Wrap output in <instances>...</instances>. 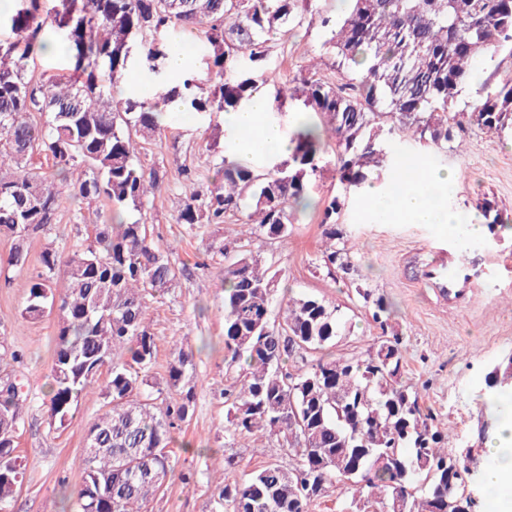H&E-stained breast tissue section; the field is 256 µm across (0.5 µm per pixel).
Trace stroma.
<instances>
[{
  "instance_id": "1",
  "label": "stroma",
  "mask_w": 512,
  "mask_h": 512,
  "mask_svg": "<svg viewBox=\"0 0 512 512\" xmlns=\"http://www.w3.org/2000/svg\"><path fill=\"white\" fill-rule=\"evenodd\" d=\"M319 24L273 36L271 60L278 81H293L313 72L335 80V59L323 46ZM474 76L461 85L459 107L480 97L484 81L512 78V55H480ZM164 131L146 144L139 159L155 170L161 190L144 209L127 210L126 220H144L154 242L176 265L187 266L163 294L147 296L146 322L155 336L157 353L150 369L163 381L178 347L193 352L194 414L172 433L173 473L162 492L150 499L146 512H220L214 467L225 458L235 462L231 478L242 480L269 459L275 436L258 433L241 440L226 431L228 407L224 391L237 377L224 362V247L245 244L276 274L272 321H280L289 296L310 294L340 310L344 328L329 351L356 359L373 354L380 329L363 308L357 288L371 290L394 307L392 324L403 339L404 379L417 387L420 404L441 428L449 453H470L469 468L479 473L486 463V442L492 418L485 400V379L495 367L512 362V265H493L489 253L512 257V235L492 224L484 241L455 249L447 231L402 218L379 220L367 213L359 194L350 195L341 218L358 268L356 283L328 271L321 254V211L317 204L337 191L336 170L327 165L311 193L312 208L297 213L291 234L273 239L258 225L230 218L223 224H181L171 198L190 170L199 189L220 182V163L229 152L224 142V118L219 114L164 116ZM389 167L376 182L384 193L394 192L419 166L454 171L457 186L448 204L461 216L482 215L484 202L512 218V132L487 134L474 127L458 132L446 150L430 152L414 142H389ZM95 207H83L79 220L61 219L26 241L28 261L0 269V346L21 353L6 370L23 386L24 424L17 450L25 465L23 482L7 512H72L82 473L91 423L107 408L101 386L78 401L65 425L49 418L52 354L59 327L58 314L37 320L23 309L32 278L40 268L46 243L61 252L85 244L88 225L99 223ZM453 255L460 287L469 289L464 302L451 305L439 289L423 278L440 254Z\"/></svg>"
}]
</instances>
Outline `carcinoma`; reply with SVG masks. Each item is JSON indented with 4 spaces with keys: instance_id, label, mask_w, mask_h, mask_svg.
I'll return each mask as SVG.
<instances>
[{
    "instance_id": "obj_1",
    "label": "carcinoma",
    "mask_w": 512,
    "mask_h": 512,
    "mask_svg": "<svg viewBox=\"0 0 512 512\" xmlns=\"http://www.w3.org/2000/svg\"><path fill=\"white\" fill-rule=\"evenodd\" d=\"M311 0H14L0 14L13 37L0 40V232L30 236L61 217L75 200L105 202L88 243L64 254L45 249L31 282L25 317L58 309L49 394L51 420L64 425L80 396L103 368L109 408L91 425L76 512H142L172 473L171 429L192 413L193 355H173L165 384L148 379L156 354L146 321V295L169 287L180 270L157 247L147 224L126 222L123 210L144 207L160 190L157 174L136 160L142 142L162 130V107L180 99L196 113L233 112L271 84L273 101L302 106L291 136L293 151L269 170L226 156L224 182L209 192L184 174L176 208L181 224H224L232 216L266 229L274 239L291 234L294 210L307 207L323 171L324 147L334 143L339 193L324 202L323 261L345 279L355 272L338 228L350 192L388 162L387 141L415 137L441 150L462 121L452 114L472 60L506 49L512 56V0H347L340 18L325 15L324 46L336 58V82L312 76L282 86L269 75V36L296 31ZM202 29L211 47V91L184 74L164 78L151 97L115 98L112 83L127 72L128 44H138L142 66L160 74L166 47L155 34ZM61 39L67 71L49 78L28 72L32 55ZM48 113L44 125L38 116ZM465 122L487 132L512 131V79L486 82ZM52 161L46 176L34 155ZM275 276L246 251L224 265V360L239 368L224 392L225 430L246 438L277 437L295 457L284 469L275 458L245 480L230 478L224 461L218 503L226 512H310L329 485L339 486L351 512H462L468 467L451 463L442 431L420 406L416 388L402 381V338L388 333L392 310L368 291L363 305L382 333L365 360L320 356L293 373L289 359L302 348L316 353L336 341L339 309L304 295L288 299L282 323L270 322ZM21 387L0 378V512L21 487L16 438L22 419Z\"/></svg>"
}]
</instances>
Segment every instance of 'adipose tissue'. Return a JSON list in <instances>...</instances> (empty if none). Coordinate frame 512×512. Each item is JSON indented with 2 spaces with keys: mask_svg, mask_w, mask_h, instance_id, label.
Segmentation results:
<instances>
[{
  "mask_svg": "<svg viewBox=\"0 0 512 512\" xmlns=\"http://www.w3.org/2000/svg\"><path fill=\"white\" fill-rule=\"evenodd\" d=\"M270 100L254 95L234 112L224 115V128L231 135L230 156L253 166L266 160L278 163L288 158L291 144L280 126L270 121ZM456 183L453 174L430 168L421 169L399 190L383 193L365 190L369 211L386 219L402 216L414 224H436L454 231L456 242L469 244L483 238L481 221H473L464 230H456V217L447 200ZM495 428L486 444L487 463L480 484L492 504V512H512V405L495 409Z\"/></svg>",
  "mask_w": 512,
  "mask_h": 512,
  "instance_id": "1",
  "label": "adipose tissue"
}]
</instances>
